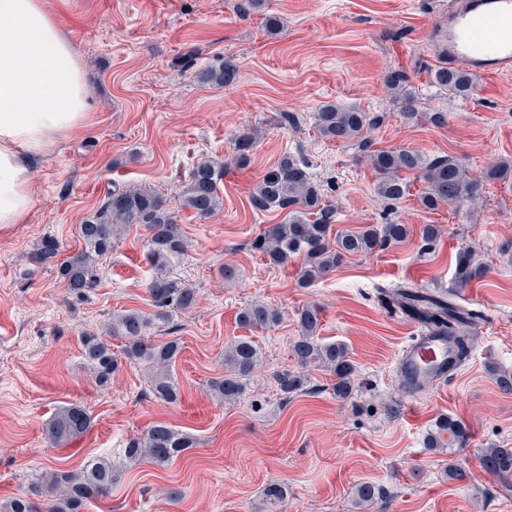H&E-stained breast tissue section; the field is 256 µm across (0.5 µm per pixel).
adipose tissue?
<instances>
[{"mask_svg": "<svg viewBox=\"0 0 512 512\" xmlns=\"http://www.w3.org/2000/svg\"><path fill=\"white\" fill-rule=\"evenodd\" d=\"M88 114L82 63L43 0H0V224L23 223L32 160Z\"/></svg>", "mask_w": 512, "mask_h": 512, "instance_id": "1", "label": "adipose tissue"}]
</instances>
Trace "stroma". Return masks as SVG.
<instances>
[{
	"label": "stroma",
	"instance_id": "1",
	"mask_svg": "<svg viewBox=\"0 0 512 512\" xmlns=\"http://www.w3.org/2000/svg\"><path fill=\"white\" fill-rule=\"evenodd\" d=\"M456 0H45L84 64L89 122L34 159L33 204L24 223L0 226V499L25 496L35 475L76 472L92 458L112 460L118 477L109 495L83 512H512V487L486 473L481 451L512 448V391L496 371H512V75L477 77L474 94L448 97L430 81L442 60L431 32ZM283 22L265 29L267 16ZM235 81L215 86L200 71L226 57ZM405 71L422 103L406 119L385 84ZM378 116L367 148L323 138L315 114L328 102ZM294 115L281 126L280 113ZM444 112L445 125L428 115ZM260 137L247 165L234 161L243 129ZM408 149L432 160L448 157L485 175L477 204L422 208L421 176L409 175L405 197L390 203L374 191L368 152ZM309 166L337 207V229L361 231L388 222L408 225L400 243L353 256L308 287L298 278L302 256L272 265L252 243L282 214L250 203L256 184L279 155ZM224 161L223 207L202 220L179 205L194 164ZM146 187L166 199L189 240L172 276L197 294L189 311L155 320L148 291L147 232L130 225L99 262V283L72 295L52 268L29 261L44 238L61 256L80 247L77 226L102 206L112 185ZM438 229L433 241L424 225ZM471 250L484 273L467 287L455 280L458 251ZM237 271L225 280L224 267ZM406 287L452 302L472 315V350L457 375L414 402L403 399L396 358L414 334L391 298ZM279 309L280 323L248 330L237 323L245 306ZM322 311L319 338L341 343L356 368L354 394L339 400L329 372H301L291 353L296 312ZM135 309L152 317V343L179 339L171 368L182 399L157 401L144 364L122 361L99 384L80 338L104 331L114 313ZM262 348V362L235 402L217 400L210 381L223 376L224 352L241 337ZM304 373L305 385L282 395L276 374ZM85 407L92 426L55 447L45 427L69 404ZM445 416L469 430L466 447H427ZM190 434L195 448L160 466L128 459L126 444L155 422ZM455 463L467 480L446 475ZM283 484L287 497L271 504L264 488ZM381 490L370 507L355 504L354 488Z\"/></svg>",
	"mask_w": 512,
	"mask_h": 512
}]
</instances>
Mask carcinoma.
<instances>
[{
	"label": "carcinoma",
	"mask_w": 512,
	"mask_h": 512,
	"mask_svg": "<svg viewBox=\"0 0 512 512\" xmlns=\"http://www.w3.org/2000/svg\"><path fill=\"white\" fill-rule=\"evenodd\" d=\"M237 65L226 58L217 68L202 73L203 80L224 86L236 75ZM432 84L448 92L450 97L466 99L476 87L472 74L463 68L439 66L432 73ZM400 111L413 119L418 114V96L409 89L410 80L402 70L391 72L386 78ZM315 124L324 138L336 142H357L366 146L363 135L376 126V118L356 107L336 102L322 105L315 115ZM257 142V133L246 132L235 141V161L246 164ZM369 163L376 174L375 192L387 201L403 198L408 191L405 174L423 173L426 188L420 195L421 206L435 210L443 204L477 202L483 192V184L450 158L431 162L417 152L401 149L378 151L369 156ZM224 178V164L213 161L197 163L190 173L182 194L183 208L201 218L218 212L223 199L220 182ZM251 205L258 211L278 210L286 213L285 220L269 226L255 242L269 263L281 265L295 254H303L305 266L300 282L306 286L318 277L333 271L345 258L371 254L391 243L403 240L408 233L407 225L384 224L381 228L370 227L364 231L343 230L330 239V231L336 223V206L326 201L320 187L312 180L306 164L286 152L277 163L262 176L251 195ZM131 224H140L148 232L147 260L157 270L148 290L161 311L160 320L169 318L165 309L173 307L189 311L197 303L196 292L180 280L169 276L170 268L186 254L189 244L182 225L166 207V202L154 191L145 188H115L107 194L100 210L78 226L83 242L80 251L57 264V272L66 281L71 293L83 296L97 285V261L112 250V243ZM58 256L57 245L45 240L31 252L30 263L45 268ZM481 274V266L470 251L459 253L456 265L458 287H466ZM396 300L403 308L417 309L424 305L421 314L427 324L448 333V340L459 360L470 353L472 338L465 331L468 314L450 303L432 296L418 295L410 291L395 292ZM281 312L261 302L252 303L239 313V323L244 327L276 324ZM320 310L314 305L303 307L297 315L300 334L292 341L291 352L300 368L319 367L333 375L332 390L336 398L349 399L354 390L355 368L347 359V349L341 343H321L317 335L320 327ZM150 320L138 310H126L112 316L106 336L86 333L82 336L84 356L94 369L99 383H107L118 368V360L108 342L110 337H120L125 342L124 355L131 361L145 363L151 372L150 386L153 396L165 403H175L180 388L170 374L169 365L181 352L180 342L169 340L154 345L146 336ZM262 361L261 350L250 340L242 339L225 351L224 377L210 382V390L219 400L233 402L245 392L247 380L254 368ZM281 391L295 393L304 385L302 375L289 373L278 377ZM91 427L88 412L77 404L59 409L45 428L46 437L53 445H63L86 433ZM463 448L469 440L465 426L457 419L442 417L435 430L427 436V445L442 448L444 436ZM193 439L159 421L153 424L141 438L132 439L126 448L130 458L146 456L154 463L163 465L184 454L193 447ZM484 470L503 481L512 479V448H484L481 451ZM115 470L106 459H91L77 473H54L48 479L46 492L52 497L46 512H81L88 500L103 497L112 491ZM355 501L360 507L375 502L379 489L370 483H361L354 490ZM0 512H40L39 507L25 496L0 501Z\"/></svg>",
	"instance_id": "cac0c4a2"
}]
</instances>
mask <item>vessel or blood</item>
<instances>
[{
    "label": "vessel or blood",
    "instance_id": "1",
    "mask_svg": "<svg viewBox=\"0 0 512 512\" xmlns=\"http://www.w3.org/2000/svg\"><path fill=\"white\" fill-rule=\"evenodd\" d=\"M439 55L478 73H512V0H459L436 33ZM455 359L446 336L424 330L397 359L400 391L413 401L451 376Z\"/></svg>",
    "mask_w": 512,
    "mask_h": 512
}]
</instances>
